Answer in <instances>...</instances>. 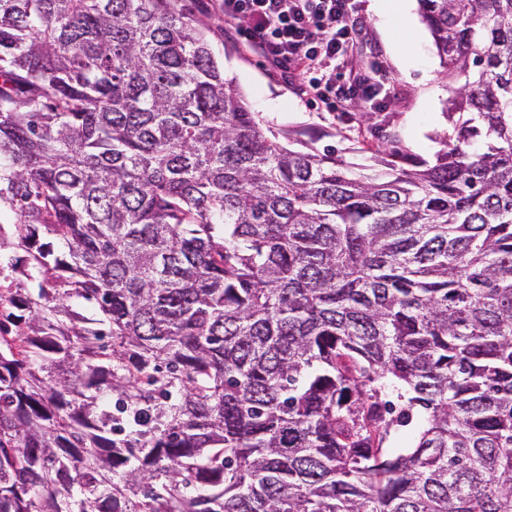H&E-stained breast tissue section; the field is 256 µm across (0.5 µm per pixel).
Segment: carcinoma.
I'll return each instance as SVG.
<instances>
[{
	"instance_id": "1",
	"label": "carcinoma",
	"mask_w": 512,
	"mask_h": 512,
	"mask_svg": "<svg viewBox=\"0 0 512 512\" xmlns=\"http://www.w3.org/2000/svg\"><path fill=\"white\" fill-rule=\"evenodd\" d=\"M193 2L0 0V512H512V0H417L451 130L357 167ZM19 217L11 210L7 203L2 201L0 205V225H2V255L12 256L13 258L25 256L24 247L17 246V241L12 235V224L18 222Z\"/></svg>"
}]
</instances>
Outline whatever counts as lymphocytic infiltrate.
Here are the masks:
<instances>
[{
  "label": "lymphocytic infiltrate",
  "mask_w": 512,
  "mask_h": 512,
  "mask_svg": "<svg viewBox=\"0 0 512 512\" xmlns=\"http://www.w3.org/2000/svg\"><path fill=\"white\" fill-rule=\"evenodd\" d=\"M358 0H217L240 43L280 69L303 77L302 94L327 112L383 111V66L360 53Z\"/></svg>",
  "instance_id": "lymphocytic-infiltrate-1"
}]
</instances>
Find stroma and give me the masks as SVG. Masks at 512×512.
Listing matches in <instances>:
<instances>
[{
    "mask_svg": "<svg viewBox=\"0 0 512 512\" xmlns=\"http://www.w3.org/2000/svg\"><path fill=\"white\" fill-rule=\"evenodd\" d=\"M213 4L214 0H197L196 13L212 26L211 47L224 61L225 79L240 89L264 124L318 130L323 144L336 146L347 162L355 164L364 161L360 143L374 142L377 128L426 159L441 149L450 126L448 109L460 83L445 76L417 0L406 5L401 0H362V40L366 51L384 66L390 100L386 111L358 113L349 122L340 113L309 104L298 84L286 82L279 70L225 30Z\"/></svg>",
    "mask_w": 512,
    "mask_h": 512,
    "instance_id": "stroma-1",
    "label": "stroma"
}]
</instances>
